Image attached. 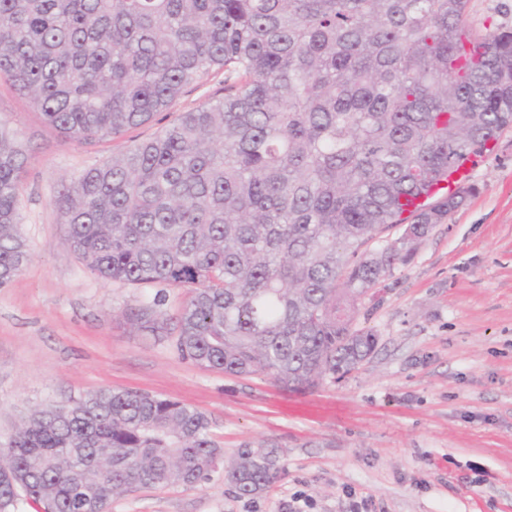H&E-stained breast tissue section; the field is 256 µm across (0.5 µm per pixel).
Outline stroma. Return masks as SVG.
Returning a JSON list of instances; mask_svg holds the SVG:
<instances>
[{
  "label": "stroma",
  "instance_id": "obj_1",
  "mask_svg": "<svg viewBox=\"0 0 512 512\" xmlns=\"http://www.w3.org/2000/svg\"><path fill=\"white\" fill-rule=\"evenodd\" d=\"M477 33L512 29V0H468ZM223 75L186 90L129 137L82 144L47 127L0 81V122L27 154L20 231L32 256L0 288V441L35 409L98 389L149 392L197 407L232 453L276 442L285 468L239 496L214 473L196 486L138 488L111 512H512V127L469 173L473 192L363 299L378 348L357 370L294 392L182 360L169 340L132 333L121 313L179 288H128L86 273L55 205L79 177L147 139L206 98Z\"/></svg>",
  "mask_w": 512,
  "mask_h": 512
}]
</instances>
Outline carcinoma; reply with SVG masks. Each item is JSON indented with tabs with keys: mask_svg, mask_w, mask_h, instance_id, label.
<instances>
[{
	"mask_svg": "<svg viewBox=\"0 0 512 512\" xmlns=\"http://www.w3.org/2000/svg\"><path fill=\"white\" fill-rule=\"evenodd\" d=\"M227 94L63 181L65 243L92 276L181 288L123 312L184 360L305 391L378 338L361 300L459 207L435 185L512 125V31L480 35L467 0H0V79L51 128L121 136L185 89ZM25 153L0 124V288L30 260ZM397 224L413 227L373 250ZM204 412L100 389L35 410L0 445V512H109L136 487L222 470L242 496L284 468L274 442L231 457Z\"/></svg>",
	"mask_w": 512,
	"mask_h": 512,
	"instance_id": "1",
	"label": "carcinoma"
}]
</instances>
